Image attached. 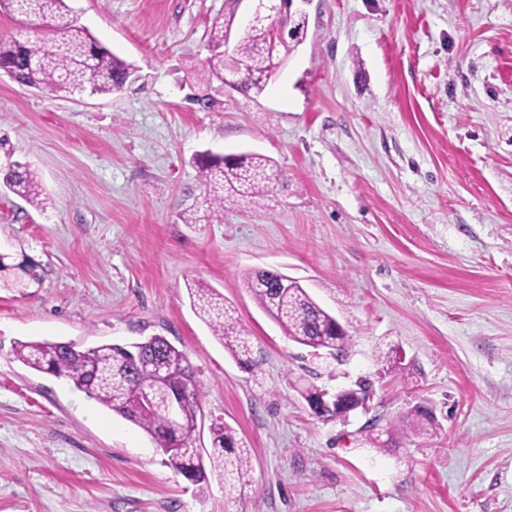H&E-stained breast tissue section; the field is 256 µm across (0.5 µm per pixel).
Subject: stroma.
<instances>
[{
  "mask_svg": "<svg viewBox=\"0 0 512 512\" xmlns=\"http://www.w3.org/2000/svg\"><path fill=\"white\" fill-rule=\"evenodd\" d=\"M68 5L139 78L73 99L0 77V169L30 164L47 197L0 189V252L41 265L0 288V512H512V0H304L306 37L258 96L199 78L224 0ZM204 150L265 154L284 180L184 223ZM258 269L299 281L345 352L289 340L245 285ZM194 280L234 309L258 369L194 313ZM154 335L204 387L197 446L220 418L249 448L237 491L190 484L12 350ZM362 381L368 408L345 419L300 395ZM417 405L429 431L402 423ZM387 429L391 447L372 443Z\"/></svg>",
  "mask_w": 512,
  "mask_h": 512,
  "instance_id": "1",
  "label": "stroma"
}]
</instances>
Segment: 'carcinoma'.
I'll return each instance as SVG.
<instances>
[{"label": "carcinoma", "instance_id": "cac0c4a2", "mask_svg": "<svg viewBox=\"0 0 512 512\" xmlns=\"http://www.w3.org/2000/svg\"><path fill=\"white\" fill-rule=\"evenodd\" d=\"M239 0H224V14L215 18L209 34L211 56L201 72L204 81L224 80V71L241 70L240 89L257 95L264 92L263 78L281 66L298 46L294 38L274 40L266 23L249 28L233 51L224 54L227 32L236 23ZM0 10L20 16L34 37H0V69L11 72L12 80L46 97L108 95L120 92L135 78L136 69L100 46L89 31L76 24L65 0H0ZM203 187L202 201L209 220L221 221L224 206L251 202L272 191L283 181V173L269 157L253 152L225 156L203 153L195 160ZM28 204H46L37 174L27 164L14 161L0 181ZM29 265L8 262L0 255V287L22 288L37 281ZM246 287L256 304L291 340L329 353L344 351L348 335L336 332V318L321 308L298 283L283 287L276 272L257 270L246 277ZM196 314L209 325L224 350L242 367L255 370L249 333L240 326L224 296L200 282L188 286ZM15 358L26 367L67 380L113 413L134 423L153 440L167 464L188 481L198 485L207 471H216L232 485L249 476L250 461L233 428L221 419L210 425L211 450L202 454L195 446L198 415L204 391L195 377L187 354L163 336H151L131 345L102 344L79 350L70 344L50 341L19 342ZM153 388L158 400L178 398V420L173 422L161 407L148 408L142 389ZM407 422L421 430L433 423L417 406Z\"/></svg>", "mask_w": 512, "mask_h": 512}]
</instances>
